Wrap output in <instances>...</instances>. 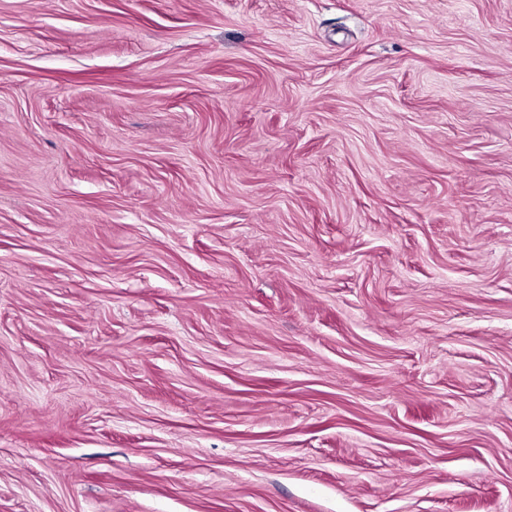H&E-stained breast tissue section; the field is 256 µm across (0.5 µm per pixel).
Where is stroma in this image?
<instances>
[{
  "instance_id": "35a3bbf8",
  "label": "stroma",
  "mask_w": 512,
  "mask_h": 512,
  "mask_svg": "<svg viewBox=\"0 0 512 512\" xmlns=\"http://www.w3.org/2000/svg\"><path fill=\"white\" fill-rule=\"evenodd\" d=\"M0 512H512V0H0Z\"/></svg>"
}]
</instances>
